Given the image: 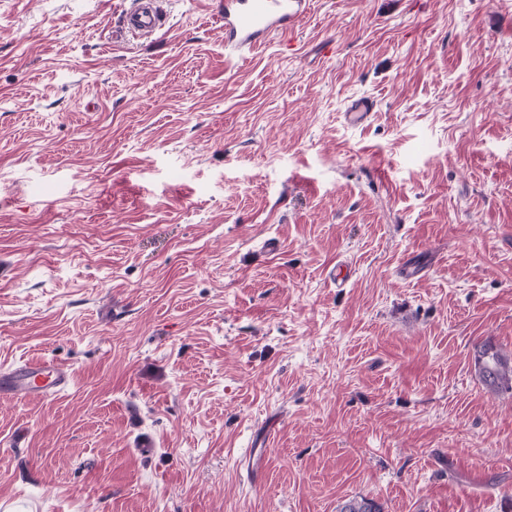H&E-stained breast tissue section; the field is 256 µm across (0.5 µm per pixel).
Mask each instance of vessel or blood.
Listing matches in <instances>:
<instances>
[{
    "mask_svg": "<svg viewBox=\"0 0 512 512\" xmlns=\"http://www.w3.org/2000/svg\"><path fill=\"white\" fill-rule=\"evenodd\" d=\"M309 0H221L225 47L252 52L264 45L275 32L292 31L308 10ZM165 22L164 0H132L125 9L119 35L148 38L158 33ZM376 102L359 97L348 104L344 119L353 127L365 126ZM74 383L73 371L56 361L32 358L0 369V395L18 400L36 395L53 397Z\"/></svg>",
    "mask_w": 512,
    "mask_h": 512,
    "instance_id": "vessel-or-blood-1",
    "label": "vessel or blood"
}]
</instances>
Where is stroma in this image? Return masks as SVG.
Masks as SVG:
<instances>
[{"label":"stroma","instance_id":"35a3bbf8","mask_svg":"<svg viewBox=\"0 0 512 512\" xmlns=\"http://www.w3.org/2000/svg\"><path fill=\"white\" fill-rule=\"evenodd\" d=\"M126 2L0 0V365L75 373L0 398V512H512V0H311L244 58ZM131 6L121 16L116 37L125 35L133 38H149L157 34L165 22L163 0H132ZM377 103L370 97H359L348 104L344 119L352 127L365 126L373 116ZM488 346L489 341L480 347L477 354L482 381L495 392L512 391V365L507 361L508 357L501 354L495 347V352L486 359ZM501 365L507 366V369L502 371ZM74 383L73 371L54 360L32 358L0 369V395L23 400L31 395L42 399L67 391Z\"/></svg>","mask_w":512,"mask_h":512}]
</instances>
